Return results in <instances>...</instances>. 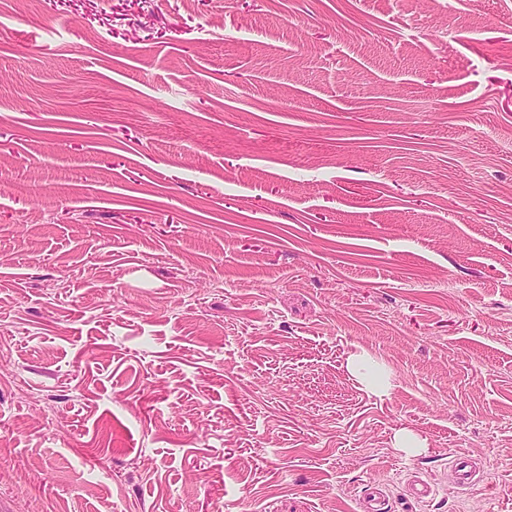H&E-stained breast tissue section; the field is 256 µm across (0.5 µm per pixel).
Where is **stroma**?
Listing matches in <instances>:
<instances>
[{
	"mask_svg": "<svg viewBox=\"0 0 512 512\" xmlns=\"http://www.w3.org/2000/svg\"><path fill=\"white\" fill-rule=\"evenodd\" d=\"M373 490L512 512V0H0V512ZM373 365V360L365 352L352 354L347 362L353 376L362 380L372 392L380 394L389 388V380L383 373L375 372ZM450 469L455 482L460 487L467 488L480 480L477 470L469 456H453L450 461Z\"/></svg>",
	"mask_w": 512,
	"mask_h": 512,
	"instance_id": "35a3bbf8",
	"label": "stroma"
}]
</instances>
